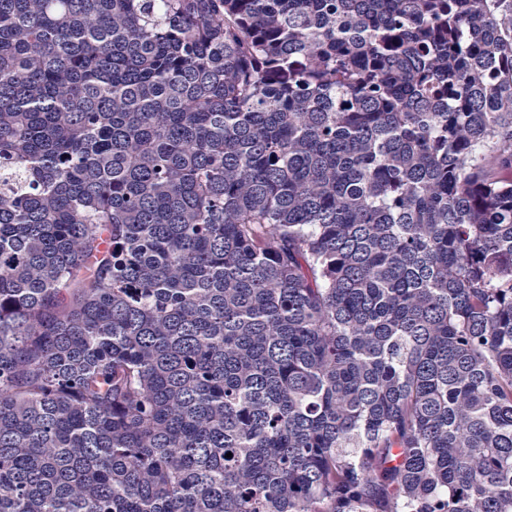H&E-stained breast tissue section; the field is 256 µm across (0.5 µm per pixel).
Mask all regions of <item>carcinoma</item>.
Segmentation results:
<instances>
[{
  "instance_id": "carcinoma-1",
  "label": "carcinoma",
  "mask_w": 512,
  "mask_h": 512,
  "mask_svg": "<svg viewBox=\"0 0 512 512\" xmlns=\"http://www.w3.org/2000/svg\"><path fill=\"white\" fill-rule=\"evenodd\" d=\"M0 512H512V0H0Z\"/></svg>"
}]
</instances>
